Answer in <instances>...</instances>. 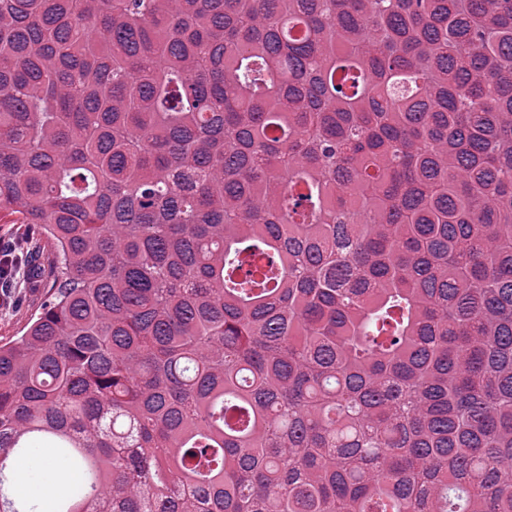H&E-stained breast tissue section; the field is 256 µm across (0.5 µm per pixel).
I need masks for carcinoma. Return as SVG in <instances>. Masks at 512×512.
I'll return each instance as SVG.
<instances>
[{"instance_id":"obj_1","label":"carcinoma","mask_w":512,"mask_h":512,"mask_svg":"<svg viewBox=\"0 0 512 512\" xmlns=\"http://www.w3.org/2000/svg\"><path fill=\"white\" fill-rule=\"evenodd\" d=\"M0 224V512H512V0H0ZM25 224H0V280L5 282L16 277L25 261V239L22 236ZM13 240V241H12ZM33 286H35L33 284ZM46 288L24 287L22 284L14 288L0 290V340L12 339L22 329L30 315L34 312ZM5 293H7L5 295ZM23 474L18 485L26 496L48 503L54 496L65 491L69 477L68 470L61 460L39 454V467L36 470L32 456L17 465Z\"/></svg>"}]
</instances>
